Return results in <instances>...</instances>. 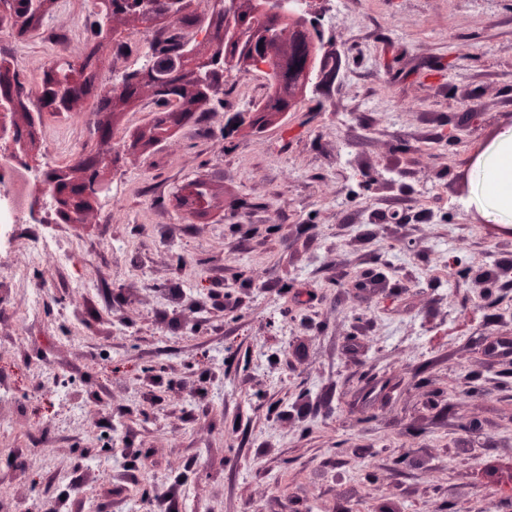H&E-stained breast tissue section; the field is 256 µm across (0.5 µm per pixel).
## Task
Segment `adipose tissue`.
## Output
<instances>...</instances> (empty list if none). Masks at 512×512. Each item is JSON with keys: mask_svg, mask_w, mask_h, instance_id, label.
I'll list each match as a JSON object with an SVG mask.
<instances>
[{"mask_svg": "<svg viewBox=\"0 0 512 512\" xmlns=\"http://www.w3.org/2000/svg\"><path fill=\"white\" fill-rule=\"evenodd\" d=\"M469 203L496 223L512 224V127L479 150Z\"/></svg>", "mask_w": 512, "mask_h": 512, "instance_id": "adipose-tissue-1", "label": "adipose tissue"}]
</instances>
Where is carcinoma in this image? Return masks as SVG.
<instances>
[{"instance_id":"obj_1","label":"carcinoma","mask_w":512,"mask_h":512,"mask_svg":"<svg viewBox=\"0 0 512 512\" xmlns=\"http://www.w3.org/2000/svg\"><path fill=\"white\" fill-rule=\"evenodd\" d=\"M209 0L201 14L191 9L192 0H93L88 47L84 55L71 60L60 56L41 78L40 91L28 89L14 64L11 51L0 46V101L10 103L12 112H22L31 125L41 126L44 115H69L85 98L96 97L93 134L96 144L72 166L52 169L55 195L47 210L63 224H79L91 209L96 195L83 182L84 168L92 177H104L122 160L112 148V128L117 114L136 100L148 96L156 110L150 113L146 129L132 135L130 146H150L182 129L206 102L224 93L220 76L224 58L237 56L236 66L249 68L252 52L280 72L278 86L253 106L255 112L273 115L288 108V93L304 81L299 51L288 53V41L278 32L288 22L273 12L274 0H233L232 17L224 19V8ZM54 0H0V27L10 26L23 35L40 29ZM130 15L153 31L146 63L125 73L115 88L99 81L107 44L115 43L114 56L124 46L114 42L112 19ZM206 29L204 38L197 31ZM214 198L211 184L188 181L179 188L178 202L193 218L204 216Z\"/></svg>"}]
</instances>
